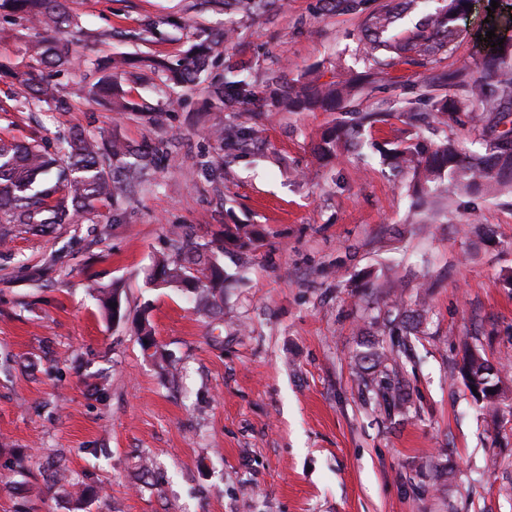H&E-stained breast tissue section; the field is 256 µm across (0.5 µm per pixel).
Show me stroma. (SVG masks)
Wrapping results in <instances>:
<instances>
[{
	"mask_svg": "<svg viewBox=\"0 0 512 512\" xmlns=\"http://www.w3.org/2000/svg\"><path fill=\"white\" fill-rule=\"evenodd\" d=\"M65 36L81 59L54 71L71 108L13 109L0 78V137L55 146L81 128L162 153L140 184L97 217L35 234L0 224V512H512V196L465 197L435 224L408 217L407 176L377 147L405 129L395 109L448 60L387 67L352 103L387 113L364 158L319 165L321 132L343 112H291L288 87L366 69L360 15L321 0H276L245 17L224 0H68ZM153 22L157 32L143 30ZM236 33L196 83L166 86L146 66L176 65L201 33ZM512 37V0H472L458 56L476 57L487 28ZM0 61L20 66L38 37L0 13ZM130 58L115 79L140 112L87 102L84 74ZM234 74L248 103L203 111L208 86ZM255 129L219 146L214 119ZM221 161L222 173L202 167ZM228 224L256 243L226 246L224 302L213 308L146 275L172 256V231L204 245ZM120 284L114 320L90 283ZM426 296L397 377V413L370 399L360 355L389 350L383 319ZM148 316L156 352L142 349ZM499 368L498 418L449 376L464 347ZM24 472L10 473L16 454ZM71 481L50 485L46 461Z\"/></svg>",
	"mask_w": 512,
	"mask_h": 512,
	"instance_id": "obj_1",
	"label": "stroma"
}]
</instances>
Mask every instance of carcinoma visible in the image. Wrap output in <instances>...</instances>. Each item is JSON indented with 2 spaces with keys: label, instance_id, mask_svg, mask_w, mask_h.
<instances>
[{
  "label": "carcinoma",
  "instance_id": "cac0c4a2",
  "mask_svg": "<svg viewBox=\"0 0 512 512\" xmlns=\"http://www.w3.org/2000/svg\"><path fill=\"white\" fill-rule=\"evenodd\" d=\"M66 2L0 0V11L17 14L52 33L28 45V62L16 72V78L23 86L25 103H43L57 111L67 110L69 100L46 72L73 66L77 61L61 38L70 24ZM226 2L240 13L253 15L263 11L271 0ZM423 3L424 0H386L365 15L362 39L368 60L390 66L411 56L424 60L455 54L458 21L468 12L470 0H443L418 27L405 34L397 32L398 21L419 11ZM498 39L497 35L487 40L477 60L457 59L448 66V72L420 82V96L427 111L419 112L413 106L400 108L399 116L409 125L428 118L453 122L489 143L484 154L471 153L448 138L432 142L417 137L390 143L386 150L388 161L397 172L410 178L412 196L422 197V203L414 201L410 206L411 220L417 224L429 223L443 206L465 196L512 194V127H507L512 124V39L500 47L496 45ZM220 44L221 40L209 35L191 48L182 64L173 67L154 60L151 67L166 83H192ZM93 75L86 87L88 99L104 96L116 112L139 110V105L127 99L123 88L113 80L112 57L95 61ZM357 84L355 76L313 84L288 93L283 105L290 110L304 105L334 112L353 95ZM442 86L448 87V92H438ZM209 95L214 111L221 112L224 100L244 101L251 96V90L242 80L227 79L213 85ZM380 121L379 113H352L350 123L337 124L324 133L315 154L323 160L337 155L343 146L360 141L365 128ZM212 134L221 144L253 139V133L224 123L214 125ZM132 155L130 145L106 143L81 129H71L60 136L52 152L36 141L0 138V224H23L33 232H44L56 224H72L79 218L96 215L97 204L130 186L142 169L154 163L146 154L135 162H126L125 158ZM226 241L248 247L254 245L255 237L247 224H226L224 236L204 250L192 242H183L176 258L156 261L155 268L163 279L158 283L151 277L149 284L155 288H181L192 282L213 300H221L220 289L227 276L219 253L224 251ZM457 373L467 388L476 389L479 397L475 401L498 415L503 397L496 380L497 369L470 351L457 366ZM374 394L390 408H400L406 402L401 387L390 381L381 382Z\"/></svg>",
  "mask_w": 512,
  "mask_h": 512
}]
</instances>
